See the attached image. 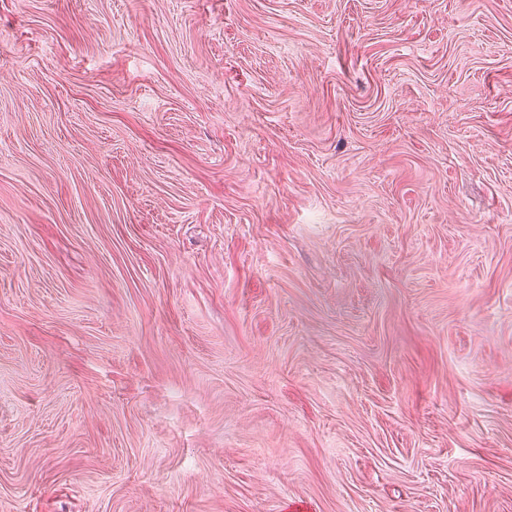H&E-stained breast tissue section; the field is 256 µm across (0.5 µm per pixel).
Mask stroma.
I'll use <instances>...</instances> for the list:
<instances>
[{
  "mask_svg": "<svg viewBox=\"0 0 512 512\" xmlns=\"http://www.w3.org/2000/svg\"><path fill=\"white\" fill-rule=\"evenodd\" d=\"M512 512V0H0V512Z\"/></svg>",
  "mask_w": 512,
  "mask_h": 512,
  "instance_id": "stroma-1",
  "label": "stroma"
}]
</instances>
